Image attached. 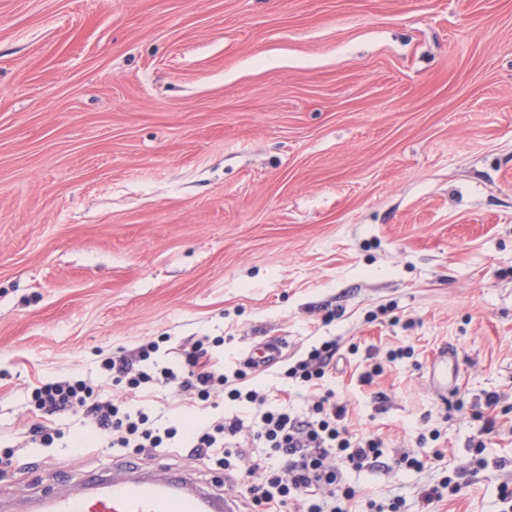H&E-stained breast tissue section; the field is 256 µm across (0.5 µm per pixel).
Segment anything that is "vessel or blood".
Wrapping results in <instances>:
<instances>
[{
    "label": "vessel or blood",
    "mask_w": 512,
    "mask_h": 512,
    "mask_svg": "<svg viewBox=\"0 0 512 512\" xmlns=\"http://www.w3.org/2000/svg\"><path fill=\"white\" fill-rule=\"evenodd\" d=\"M140 460L126 461L125 476L90 482L77 492L47 494L38 512H239L232 497H218L184 476L145 473Z\"/></svg>",
    "instance_id": "vessel-or-blood-1"
}]
</instances>
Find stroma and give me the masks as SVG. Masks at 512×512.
Here are the masks:
<instances>
[{
	"label": "stroma",
	"instance_id": "1",
	"mask_svg": "<svg viewBox=\"0 0 512 512\" xmlns=\"http://www.w3.org/2000/svg\"><path fill=\"white\" fill-rule=\"evenodd\" d=\"M146 336L170 366L223 337L229 368L264 341L294 361L337 340L327 385L389 463L349 474V512H424L448 478L436 512H499L512 0H0V500L111 471L30 392ZM490 392L506 413L478 470ZM37 424L60 439L29 445ZM433 429L423 470L392 468Z\"/></svg>",
	"mask_w": 512,
	"mask_h": 512
}]
</instances>
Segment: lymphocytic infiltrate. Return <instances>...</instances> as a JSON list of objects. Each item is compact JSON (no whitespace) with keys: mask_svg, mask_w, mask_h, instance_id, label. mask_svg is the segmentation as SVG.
<instances>
[{"mask_svg":"<svg viewBox=\"0 0 512 512\" xmlns=\"http://www.w3.org/2000/svg\"><path fill=\"white\" fill-rule=\"evenodd\" d=\"M159 349L158 341L147 338L134 355L103 360L102 371L125 387L122 399H112L89 378L44 379L32 389L34 408L47 416L76 417L98 447L142 460L177 448L190 459L235 472L244 448L254 444L262 453L249 468L259 479L244 493L251 512H283L287 507L295 512H348L346 505L356 491L347 475L373 467L383 455V441L350 430L346 403L325 385L339 350L336 341L312 347L285 371L286 378L315 396L301 412L287 400L271 401L262 388L246 386L244 370L226 373L208 337L186 346L176 368L159 365ZM158 386L180 405L192 398L205 403L217 398L231 409L186 429L174 423L159 429L141 408Z\"/></svg>","mask_w":512,"mask_h":512,"instance_id":"1","label":"lymphocytic infiltrate"}]
</instances>
